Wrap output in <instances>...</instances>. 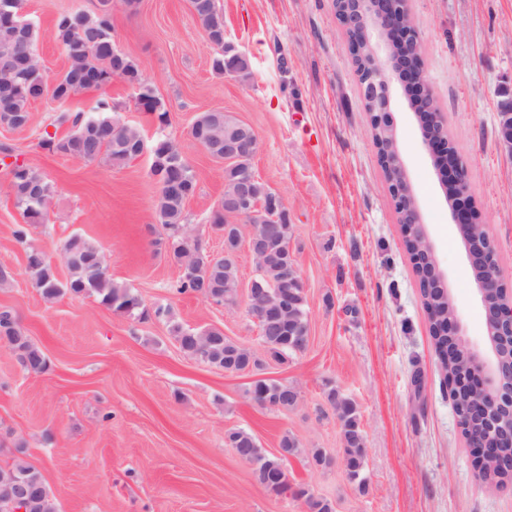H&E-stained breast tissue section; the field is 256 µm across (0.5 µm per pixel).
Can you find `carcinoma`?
Here are the masks:
<instances>
[{
	"instance_id": "cac0c4a2",
	"label": "carcinoma",
	"mask_w": 512,
	"mask_h": 512,
	"mask_svg": "<svg viewBox=\"0 0 512 512\" xmlns=\"http://www.w3.org/2000/svg\"><path fill=\"white\" fill-rule=\"evenodd\" d=\"M109 0H100L99 11L94 14L84 12L65 13L55 23L56 39L61 45L68 61V68L58 77L49 79L39 60H30L27 68L20 71L0 67V126L9 129L17 127V120H29L32 102L44 94L66 103L82 93L100 88L121 78L128 82L141 84L140 97L146 99L149 113L155 115L159 125L169 123V111L154 95L152 89L142 83L137 64L128 56L117 51L112 34L109 17ZM189 6L203 30L209 34L224 32V15L218 9L216 0H189ZM16 27L0 22V58H8L17 49ZM97 115L85 116L81 112L65 111L57 118L60 125H69V131L63 136L47 135L38 142L42 149L53 153L79 158L85 162L104 160L114 167H120L141 153V133L132 127L128 139L117 146L112 143V108L104 99L97 102ZM151 175L163 174L165 179L183 178L185 191H159L154 214L158 224L168 231V250L175 257L181 255L186 242L179 230L186 225V202L197 190V178L194 170L178 166L181 159L177 145L168 138L156 140L151 148ZM14 182L8 185V191L15 194L16 206L21 210L28 224H43L47 220L45 204L54 194V186L38 169L26 167L21 172H12ZM83 253L77 259L65 262L68 272L66 281H59L46 260L26 261L29 278L42 296L52 301L66 293L72 295H94L100 302L116 311L133 314L140 312L145 317L148 311L142 308L141 300L123 284L109 275L107 267H93L87 262L84 253L98 250L87 239H82ZM237 283L221 282L220 287L205 290L204 283L178 279L176 292L179 294H196L214 300L224 298V292L236 291ZM424 308L434 309L435 318L429 321V331L437 359L447 375H454L461 369V363L455 359L448 336L444 335V323L448 319V297L442 293L428 294L427 287L421 286ZM154 315L167 319L169 332L188 356L215 368H224V354L233 349L241 361L248 359L242 345L213 328L203 333L190 331L173 320L170 309L158 308ZM0 334L4 335L11 351L22 363L24 371L42 374L48 369V362L43 351L35 345L21 329L11 311H0ZM281 345L271 348L269 359L284 363L288 357L306 349L303 336L296 334L292 328H286L280 336ZM326 397L336 409L340 418L343 439V452L348 462L347 471L350 479H364V452L355 433L360 431V412L351 400L342 396L336 388H330ZM461 432L471 441L485 434L484 422L475 418L461 422ZM255 438L243 429H230L224 437V445L233 449H248ZM279 447L287 448L298 456L304 452L316 465L323 462L324 454L319 449L309 451L300 447L298 441L285 435ZM267 467L258 482L265 488L278 494L286 491L283 487L284 474L280 470V459L271 454L266 456ZM484 482L492 487H499L512 482V447L499 449L496 458L483 465ZM15 476L24 481V489L31 499V512H57L54 497L51 494L42 471L25 460V448H16L14 462L0 466V478Z\"/></svg>"
}]
</instances>
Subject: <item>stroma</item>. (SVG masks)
Segmentation results:
<instances>
[{
  "instance_id": "35a3bbf8",
  "label": "stroma",
  "mask_w": 512,
  "mask_h": 512,
  "mask_svg": "<svg viewBox=\"0 0 512 512\" xmlns=\"http://www.w3.org/2000/svg\"><path fill=\"white\" fill-rule=\"evenodd\" d=\"M37 30L35 51L49 77L67 67L54 24L64 12L96 13L99 0H23ZM224 38L245 55L242 81L213 71V50L188 0H113L117 46L138 65L169 112L161 127L135 105L122 79L62 104L43 96L22 129L0 127V146L53 183L48 221L23 223L0 166V310L44 352L49 369L25 372L0 342V465L15 443L40 467L58 512H306L302 500L261 486L224 444L242 428L267 453L292 434L332 463L289 459L288 484L331 500L335 512H512V485L493 489L476 475L435 358L417 277L394 201L369 135L346 36L332 0H217ZM424 41V69L451 141L467 170L479 223L494 240L504 286L512 290V159L497 145L498 105L512 95V0H409ZM138 126L146 142L167 137L193 167L197 191L185 211L203 249L218 251L209 217L224 195V168L191 137L195 118L224 110L259 137L252 165L285 199L290 246L305 285L307 348L288 362H267L265 378L295 386L301 401L278 410L249 397L253 376L228 374L184 354L165 322L113 311L97 297L46 301L25 273V247L46 256L58 279L60 247L91 239L115 281L145 307H171L185 328L223 329L259 350L247 312L255 271L238 250L235 303L216 305L177 294L178 271L156 223L158 185L143 152L120 167L85 162L39 147L65 110L93 114L98 100ZM400 147L448 288L471 341L482 342L485 316L440 177L420 132L394 112ZM336 389L360 411L364 482L342 462L340 422L325 392Z\"/></svg>"
}]
</instances>
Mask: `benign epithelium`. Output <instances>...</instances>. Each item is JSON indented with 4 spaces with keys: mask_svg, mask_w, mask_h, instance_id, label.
<instances>
[{
    "mask_svg": "<svg viewBox=\"0 0 512 512\" xmlns=\"http://www.w3.org/2000/svg\"><path fill=\"white\" fill-rule=\"evenodd\" d=\"M344 9L336 11V23L346 34L350 53H355L358 44L365 45L373 60L372 78L360 83L363 99L372 103L368 112L369 124L386 129L389 135L391 160L395 165V180L388 182V190L395 206L409 215L410 226L403 228L405 240L412 245V255L426 256L430 267L426 274L428 282L438 288L447 284V273L437 261L433 243L422 222L417 199L409 181L407 169L400 149L397 127L391 119L396 102H410L417 98L423 102L418 112L411 107L406 111L417 125L433 126L438 121L441 107L430 90L423 64V42L414 16L408 8V0H342ZM215 52L224 56V74L234 78L243 77L249 70L247 58L237 52L224 38H207ZM210 133L201 132V126L193 123L192 138L213 159L224 164V168L235 170L231 189L224 193L214 208L222 218V226L211 227V232L224 239L240 224L252 225L253 231L247 240L248 250L257 269L265 263L271 248L276 247L286 254L285 272L288 278V295L302 296L304 281L290 249L282 225L288 223V210L284 199L273 192L253 171L252 160L259 150L256 131L240 121L235 126L221 125L218 113L208 115ZM448 137L421 136L422 147L429 160L434 161L448 153ZM467 182V171L463 163L450 165L442 172L441 184L459 187ZM450 219L462 230L467 264L473 273L475 290L485 312L486 343L480 347L466 335L457 311L448 314V336L453 339L455 350L461 355L465 369L458 376H448V383L465 395L472 416L485 420L492 430L489 435L470 443L474 449L476 468H481L490 449L512 444V429H493L497 421L507 416L512 418V362L503 359V350L512 349V305L507 309L488 302L491 290L501 287L498 266L476 270L478 256L474 246L492 241L489 233L476 222L470 196L462 191L451 200ZM237 265L236 251L224 249L219 252L187 253L175 265L180 276L210 277L224 264ZM280 293H272L256 279H251L247 292V309L257 322L261 339V352H266L267 329L264 315L278 299ZM0 498L18 505L17 512H27L24 489L15 480H0Z\"/></svg>",
    "mask_w": 512,
    "mask_h": 512,
    "instance_id": "1",
    "label": "benign epithelium"
}]
</instances>
